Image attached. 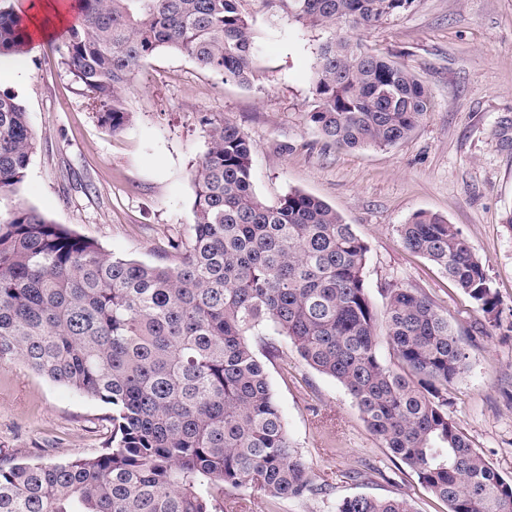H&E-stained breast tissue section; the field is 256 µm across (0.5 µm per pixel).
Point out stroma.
Wrapping results in <instances>:
<instances>
[{"label":"stroma","instance_id":"obj_1","mask_svg":"<svg viewBox=\"0 0 512 512\" xmlns=\"http://www.w3.org/2000/svg\"><path fill=\"white\" fill-rule=\"evenodd\" d=\"M263 55L249 85L200 69L162 49L123 94L119 132L102 128L82 86L61 65L55 39L0 59L14 78L0 92L24 105L37 138L17 192L0 212L33 207L114 255L171 262V242L193 224L192 171L207 150L202 116L224 117L248 136L256 194L275 204L300 190L332 206L368 246L363 278L384 313L391 288L429 296L463 333L465 371L448 389V414L474 448L512 480V0H414L360 36L365 49L408 66L433 107L403 142L340 150L309 125L314 50L326 37L252 6ZM429 211L454 224L482 259L498 307L478 312L468 296L398 227ZM485 334H471L475 325ZM288 435L310 464L314 492L280 499L245 491L237 512H336L354 495L404 498L414 512H448L415 473L392 457L333 378L288 343L267 364ZM112 409L75 396L20 362L0 366V452L57 462L89 457L110 437Z\"/></svg>","mask_w":512,"mask_h":512}]
</instances>
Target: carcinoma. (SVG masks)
I'll return each instance as SVG.
<instances>
[{
  "instance_id": "carcinoma-1",
  "label": "carcinoma",
  "mask_w": 512,
  "mask_h": 512,
  "mask_svg": "<svg viewBox=\"0 0 512 512\" xmlns=\"http://www.w3.org/2000/svg\"><path fill=\"white\" fill-rule=\"evenodd\" d=\"M57 46L112 132L121 93L167 48L248 85L258 69L252 0H77ZM414 0H263L327 32L317 46L309 122L339 149L394 146L432 108L425 81L356 35ZM26 17L0 8V57L28 52ZM208 148L192 180L194 224L172 264L117 257L23 204L0 214V364L20 360L76 396L112 406V446L66 462L0 455V512H224L251 489L314 490L288 436L265 363L276 338L335 379L370 431L448 512H512L504 479L448 415L467 366L461 333L416 288H391L378 317L363 279L367 245L327 203L298 190L267 205L248 137L204 116ZM37 141L25 108L0 93V192L22 181ZM404 247L435 263L486 314L485 265L444 217L400 225ZM386 342L394 364L381 361ZM336 512H413L406 499L356 495Z\"/></svg>"
}]
</instances>
